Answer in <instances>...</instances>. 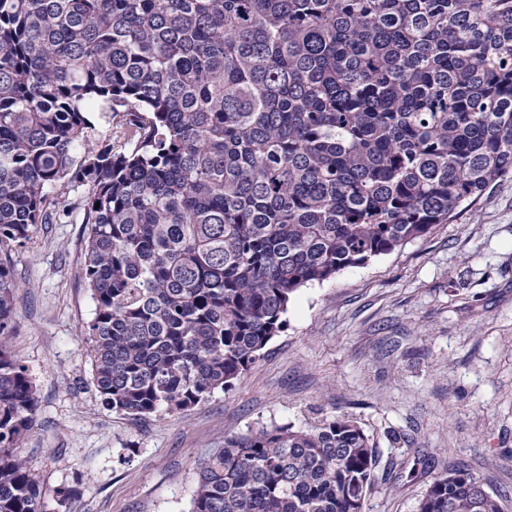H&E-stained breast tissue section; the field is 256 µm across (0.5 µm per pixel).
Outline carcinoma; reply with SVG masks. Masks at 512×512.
I'll return each mask as SVG.
<instances>
[{
	"label": "carcinoma",
	"mask_w": 512,
	"mask_h": 512,
	"mask_svg": "<svg viewBox=\"0 0 512 512\" xmlns=\"http://www.w3.org/2000/svg\"><path fill=\"white\" fill-rule=\"evenodd\" d=\"M92 112L119 130L92 138ZM511 174L512 0H0V512H50L7 347L37 225L83 211L94 385L144 420L232 389L297 290ZM375 465L349 416L262 428L224 440L191 512H363ZM418 512L504 510L445 469Z\"/></svg>",
	"instance_id": "cac0c4a2"
}]
</instances>
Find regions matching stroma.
<instances>
[{"mask_svg": "<svg viewBox=\"0 0 512 512\" xmlns=\"http://www.w3.org/2000/svg\"><path fill=\"white\" fill-rule=\"evenodd\" d=\"M89 230L76 211L12 254L10 350L39 398L20 446L47 494L75 490L73 512H190L225 439L339 415L377 450L364 512H417L434 473L457 467L512 512V175L431 234L299 289L231 390L145 421L105 407L93 383Z\"/></svg>", "mask_w": 512, "mask_h": 512, "instance_id": "35a3bbf8", "label": "stroma"}]
</instances>
